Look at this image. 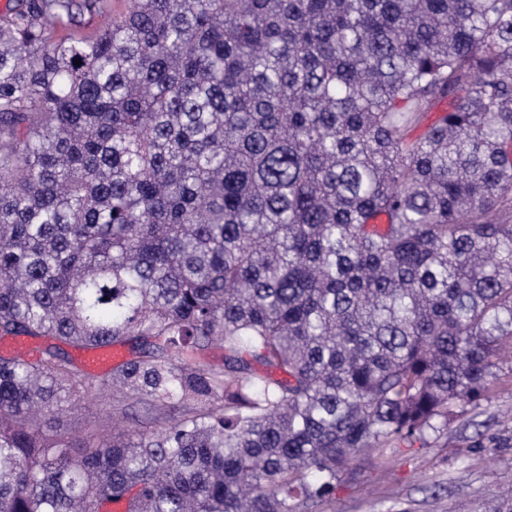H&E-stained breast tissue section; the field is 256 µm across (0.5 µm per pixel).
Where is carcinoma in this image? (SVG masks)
Here are the masks:
<instances>
[{
    "mask_svg": "<svg viewBox=\"0 0 512 512\" xmlns=\"http://www.w3.org/2000/svg\"><path fill=\"white\" fill-rule=\"evenodd\" d=\"M20 336L55 343L0 356V512H291L429 445L512 349V0H8ZM94 391L150 429L44 434ZM114 349L121 352L122 355L125 354L124 360L116 363H112V348H101L96 352L90 353L84 357L85 365L90 369H98L104 366L112 364L111 368L119 365L123 361L129 359L132 355V343L128 342L125 345H116ZM110 367H105L99 370H95L92 372L95 373H104L109 370Z\"/></svg>",
    "mask_w": 512,
    "mask_h": 512,
    "instance_id": "obj_1",
    "label": "carcinoma"
}]
</instances>
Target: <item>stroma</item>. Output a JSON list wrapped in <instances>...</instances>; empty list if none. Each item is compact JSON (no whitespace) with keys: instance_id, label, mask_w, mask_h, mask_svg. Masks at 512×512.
I'll return each instance as SVG.
<instances>
[{"instance_id":"obj_1","label":"stroma","mask_w":512,"mask_h":512,"mask_svg":"<svg viewBox=\"0 0 512 512\" xmlns=\"http://www.w3.org/2000/svg\"><path fill=\"white\" fill-rule=\"evenodd\" d=\"M47 434L93 440L112 433V410L82 397L77 408L51 416ZM512 434V362L502 361L480 404L460 403L447 427L426 448L382 461L370 451L355 473L342 475L328 505H297L296 512H484L512 500V447L475 448L477 433Z\"/></svg>"}]
</instances>
